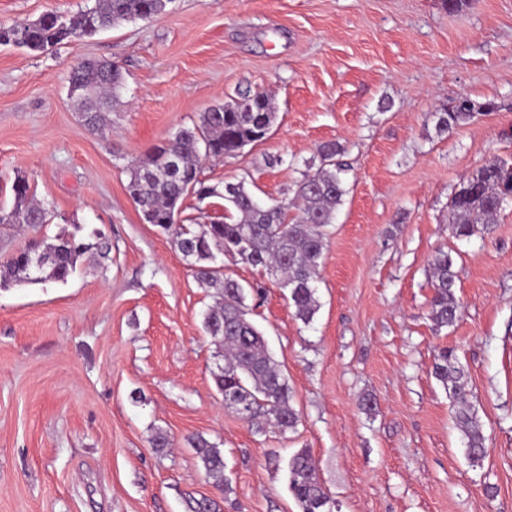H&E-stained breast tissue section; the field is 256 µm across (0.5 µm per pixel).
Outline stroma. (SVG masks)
<instances>
[{"mask_svg": "<svg viewBox=\"0 0 512 512\" xmlns=\"http://www.w3.org/2000/svg\"><path fill=\"white\" fill-rule=\"evenodd\" d=\"M95 0H0V23ZM116 62L121 98L101 133L67 95L73 65ZM273 98L267 137L202 173L245 181L289 216L295 184L336 141L347 193L328 228L321 307L303 323L260 269L224 255L250 294L300 413L296 430L241 421L216 391L202 328L211 289L128 189L144 157L201 112L245 92ZM496 112L452 131L434 114L460 96ZM512 159V0H172L44 53L0 45V205L26 176L54 215L0 230V262L37 234L82 225L112 249L67 282L0 289V512H185L213 495L190 445L217 444L222 512H299L287 463L309 449L334 512H512V202L492 232L456 239L448 201L488 159ZM455 253V325L435 329L429 263ZM453 349L487 453L470 465L434 357ZM375 407L365 411V397ZM171 445L156 451L155 430Z\"/></svg>", "mask_w": 512, "mask_h": 512, "instance_id": "stroma-1", "label": "stroma"}]
</instances>
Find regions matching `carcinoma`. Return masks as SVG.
Masks as SVG:
<instances>
[{"label": "carcinoma", "instance_id": "carcinoma-1", "mask_svg": "<svg viewBox=\"0 0 512 512\" xmlns=\"http://www.w3.org/2000/svg\"><path fill=\"white\" fill-rule=\"evenodd\" d=\"M160 13L159 0H97L94 7L71 15L47 12L33 21L0 24V44H14L20 38L31 52H43L63 42L91 37L123 22L150 20ZM121 90L120 73L113 64L87 60L71 68L68 97L85 125L92 131L105 129V112ZM254 104V111L241 112L237 102L224 104V110L210 109L199 115L191 127L154 145L144 158L128 168V191L143 220L170 233L183 256L191 260L195 279L216 290L217 300L203 317L206 333L218 343L224 364L213 373L215 386L224 405L236 416L252 424L259 420L281 431L293 430L300 421L291 404L288 379L270 355L262 332L248 318L246 288L215 265L219 254H230L263 270L289 291L295 315L308 324L320 308L317 282L327 251L326 227L336 218V210L347 193L348 168L337 159L342 149L335 142L318 149L319 163L314 173L305 172L297 182L296 196L301 215L288 221V208L273 202L259 204L245 186V180L224 185V191L209 185L201 175L202 161L232 156L244 146L261 141L265 122H275L273 99L264 93L242 94ZM497 108L493 101L478 102L459 97L436 113V127L448 132L469 124ZM170 159L180 165V173L160 174ZM224 200V211L236 213L233 222L201 224L196 230L180 220L179 203L187 196ZM12 206L0 208V227L48 223L50 211L35 200L28 179L15 175L11 184ZM512 195V159L493 157L460 182L449 200L452 232L467 239L478 229L489 231L498 223L502 199ZM82 228L63 230L51 238L29 241L22 249L0 263V288L17 283L65 282L79 263H96L107 257L109 243L99 230L90 237ZM433 295L429 316L436 329L452 326L459 318L454 287V260L448 252H438L430 264ZM434 376L449 391L454 422L462 433L465 455L475 464L484 458L485 435L482 424L469 404L472 386L456 365L453 352L443 349L434 364ZM192 447L206 477L219 493L229 488L224 475V456L218 446L203 437ZM288 487L300 512H327L332 499L321 482L317 462L306 448L288 459ZM189 512H221L213 497L194 499Z\"/></svg>", "mask_w": 512, "mask_h": 512}]
</instances>
